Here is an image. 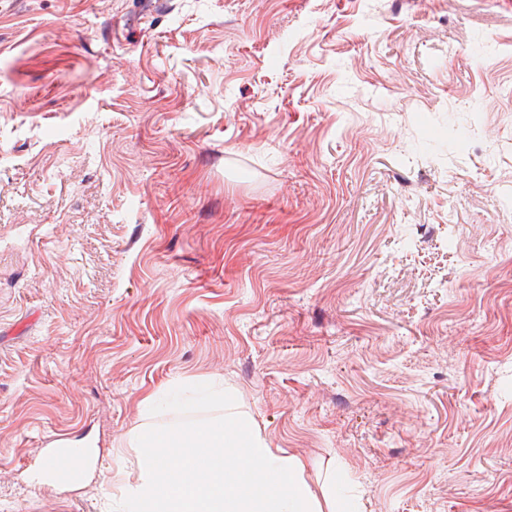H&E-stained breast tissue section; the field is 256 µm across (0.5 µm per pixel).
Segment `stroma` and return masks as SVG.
I'll use <instances>...</instances> for the list:
<instances>
[{
  "mask_svg": "<svg viewBox=\"0 0 512 512\" xmlns=\"http://www.w3.org/2000/svg\"><path fill=\"white\" fill-rule=\"evenodd\" d=\"M206 381L336 512H512V0H0V512Z\"/></svg>",
  "mask_w": 512,
  "mask_h": 512,
  "instance_id": "1",
  "label": "stroma"
}]
</instances>
